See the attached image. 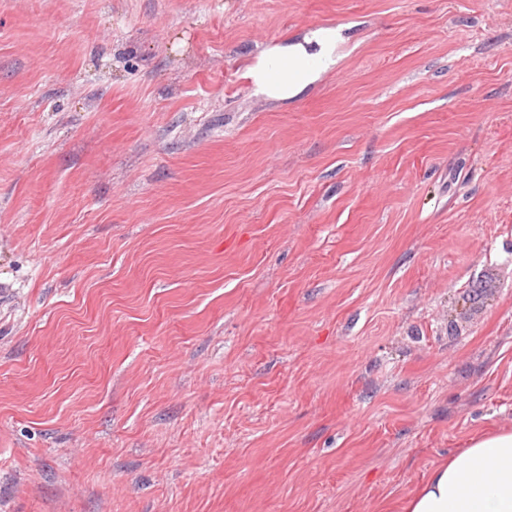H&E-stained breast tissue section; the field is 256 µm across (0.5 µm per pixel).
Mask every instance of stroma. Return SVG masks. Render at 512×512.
<instances>
[{"mask_svg":"<svg viewBox=\"0 0 512 512\" xmlns=\"http://www.w3.org/2000/svg\"><path fill=\"white\" fill-rule=\"evenodd\" d=\"M508 428L512 0H0V512H402ZM336 28L319 27L302 42L276 45L261 53L244 77L260 98L288 101L299 97L320 74L336 65ZM276 73V80L271 75Z\"/></svg>","mask_w":512,"mask_h":512,"instance_id":"35a3bbf8","label":"stroma"}]
</instances>
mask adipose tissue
I'll return each mask as SVG.
<instances>
[{
  "instance_id": "adipose-tissue-1",
  "label": "adipose tissue",
  "mask_w": 512,
  "mask_h": 512,
  "mask_svg": "<svg viewBox=\"0 0 512 512\" xmlns=\"http://www.w3.org/2000/svg\"><path fill=\"white\" fill-rule=\"evenodd\" d=\"M340 33L312 30L302 41L261 53L245 77L257 97H299L336 64ZM406 512H512V430L480 436L469 448L434 467L409 499Z\"/></svg>"
}]
</instances>
